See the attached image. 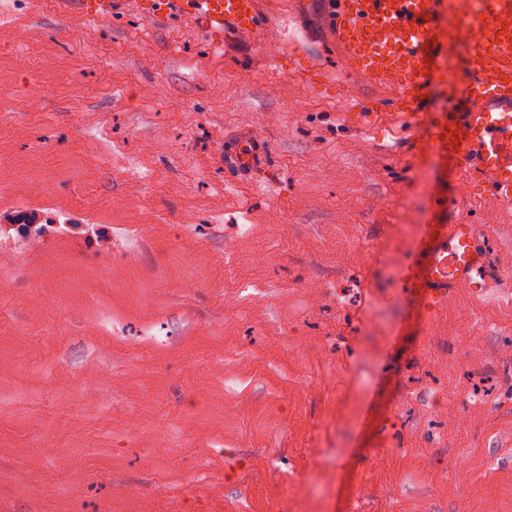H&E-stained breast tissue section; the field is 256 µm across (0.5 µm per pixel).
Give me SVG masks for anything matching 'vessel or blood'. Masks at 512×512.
I'll list each match as a JSON object with an SVG mask.
<instances>
[{"mask_svg": "<svg viewBox=\"0 0 512 512\" xmlns=\"http://www.w3.org/2000/svg\"><path fill=\"white\" fill-rule=\"evenodd\" d=\"M154 18L177 11L187 21L217 34L233 27L244 39L269 45L258 25L259 0H131ZM326 31L346 76L391 91L397 109L382 112L350 96L348 119L362 128L390 119L425 132L430 152L454 151L470 179L497 201L512 202V0H328ZM487 53L474 67L476 50ZM291 74L327 96L336 78L320 61L300 54ZM448 85L445 111L427 109L425 96ZM264 146L252 140L235 149L231 163L250 169ZM487 254L475 224H443L433 245L418 244L403 275L423 305L459 288L489 285Z\"/></svg>", "mask_w": 512, "mask_h": 512, "instance_id": "b4317fda", "label": "vessel or blood"}]
</instances>
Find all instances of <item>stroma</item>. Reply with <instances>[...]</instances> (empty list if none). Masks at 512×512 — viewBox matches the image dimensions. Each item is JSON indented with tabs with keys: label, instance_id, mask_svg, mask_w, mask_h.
Segmentation results:
<instances>
[{
	"label": "stroma",
	"instance_id": "35a3bbf8",
	"mask_svg": "<svg viewBox=\"0 0 512 512\" xmlns=\"http://www.w3.org/2000/svg\"><path fill=\"white\" fill-rule=\"evenodd\" d=\"M327 11L260 0L274 60L130 0H0V211L112 227L98 262L0 259V512H512V286L425 309L365 262L473 223L512 268V205L289 75L339 70ZM80 2V13L89 20H103L112 13L114 0H72ZM263 144L255 139L248 144H242L230 156L231 163L238 169H251L264 156Z\"/></svg>",
	"mask_w": 512,
	"mask_h": 512
}]
</instances>
